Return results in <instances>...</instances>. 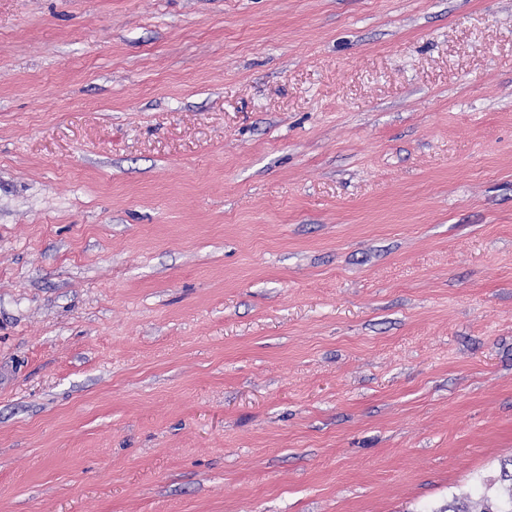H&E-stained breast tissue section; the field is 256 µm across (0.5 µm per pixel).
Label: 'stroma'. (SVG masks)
Masks as SVG:
<instances>
[{
  "instance_id": "1",
  "label": "stroma",
  "mask_w": 512,
  "mask_h": 512,
  "mask_svg": "<svg viewBox=\"0 0 512 512\" xmlns=\"http://www.w3.org/2000/svg\"><path fill=\"white\" fill-rule=\"evenodd\" d=\"M510 458L512 0H0V512Z\"/></svg>"
}]
</instances>
